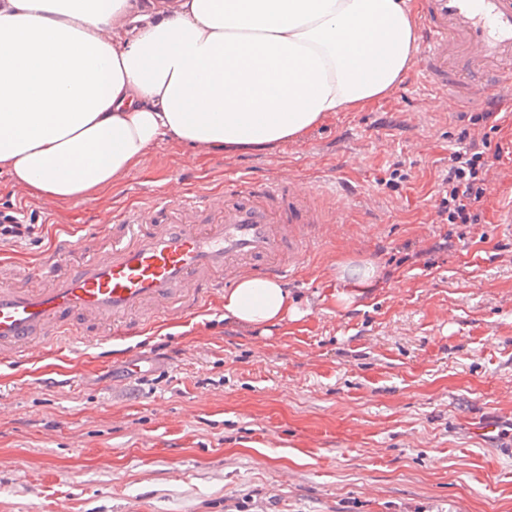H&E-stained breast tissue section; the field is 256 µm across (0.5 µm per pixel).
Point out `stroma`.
<instances>
[{
  "mask_svg": "<svg viewBox=\"0 0 512 512\" xmlns=\"http://www.w3.org/2000/svg\"><path fill=\"white\" fill-rule=\"evenodd\" d=\"M435 102L407 75L296 142L204 157L164 143L117 188L50 211L1 172L0 210L40 215L31 238L0 244L14 266L59 236L107 245L103 213L174 180L219 194L285 170L346 191L335 233L287 282L300 320L259 334L215 303L0 364V512H512V233L496 222L512 183L492 187L484 223H436L460 122ZM396 162L407 179L390 185ZM447 231L452 247L431 251ZM351 255L383 275L343 309L325 270Z\"/></svg>",
  "mask_w": 512,
  "mask_h": 512,
  "instance_id": "35a3bbf8",
  "label": "stroma"
}]
</instances>
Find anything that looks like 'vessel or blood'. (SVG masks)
I'll list each match as a JSON object with an SVG mask.
<instances>
[{"mask_svg":"<svg viewBox=\"0 0 512 512\" xmlns=\"http://www.w3.org/2000/svg\"><path fill=\"white\" fill-rule=\"evenodd\" d=\"M419 16L418 79L445 111L512 99V0H421ZM335 195L288 175L235 179L222 194L176 191L126 211L93 254L57 239L39 265L0 273V363L91 322L118 338L137 335L135 313L182 320L251 274L288 278L335 223Z\"/></svg>","mask_w":512,"mask_h":512,"instance_id":"b4317fda","label":"vessel or blood"}]
</instances>
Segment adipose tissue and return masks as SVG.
Returning a JSON list of instances; mask_svg holds the SVG:
<instances>
[{
	"instance_id": "ef3b65f1",
	"label": "adipose tissue",
	"mask_w": 512,
	"mask_h": 512,
	"mask_svg": "<svg viewBox=\"0 0 512 512\" xmlns=\"http://www.w3.org/2000/svg\"><path fill=\"white\" fill-rule=\"evenodd\" d=\"M411 0H0V168L36 196L105 191L162 142L200 154L301 138L391 94L418 49ZM336 304L381 277L333 263ZM303 312L279 281L240 279L226 320Z\"/></svg>"
}]
</instances>
